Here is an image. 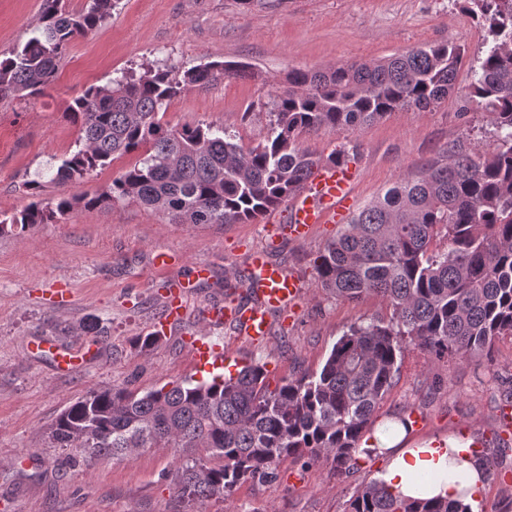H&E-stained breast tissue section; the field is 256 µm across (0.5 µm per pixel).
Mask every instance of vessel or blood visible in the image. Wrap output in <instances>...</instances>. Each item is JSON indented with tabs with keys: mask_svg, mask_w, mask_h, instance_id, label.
Returning a JSON list of instances; mask_svg holds the SVG:
<instances>
[{
	"mask_svg": "<svg viewBox=\"0 0 512 512\" xmlns=\"http://www.w3.org/2000/svg\"><path fill=\"white\" fill-rule=\"evenodd\" d=\"M353 181L352 172L341 165L316 170L285 216L290 234L305 239L319 225L344 218L352 207ZM250 261L254 280L248 303L219 302L209 315L215 322L235 323L242 335L262 344L268 338L272 314L291 308L300 289L296 280L273 264L265 251H253ZM187 349L196 368L207 372L224 369L232 373L241 364L240 359L225 353L223 345L198 334L190 337Z\"/></svg>",
	"mask_w": 512,
	"mask_h": 512,
	"instance_id": "obj_1",
	"label": "vessel or blood"
}]
</instances>
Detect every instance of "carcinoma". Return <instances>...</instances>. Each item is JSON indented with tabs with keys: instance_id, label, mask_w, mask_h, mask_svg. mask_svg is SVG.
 I'll list each match as a JSON object with an SVG mask.
<instances>
[{
	"instance_id": "carcinoma-1",
	"label": "carcinoma",
	"mask_w": 512,
	"mask_h": 512,
	"mask_svg": "<svg viewBox=\"0 0 512 512\" xmlns=\"http://www.w3.org/2000/svg\"><path fill=\"white\" fill-rule=\"evenodd\" d=\"M491 44L472 67L470 97L494 127V149L445 155L400 176L355 213L315 261L321 285L348 300L375 295L393 309L389 323L349 327L319 371L269 389L260 365L211 382L146 392L92 389L51 426L61 448L87 465L138 448H171L184 496L224 497L242 482H272L292 458H320L337 475L359 466L360 449L398 371L403 346L437 358L488 355L512 335V0H467ZM120 0H43L36 34L0 59V96H34L55 79L76 37L98 27ZM463 55L453 45L413 47L372 63L288 73L267 138L245 148L222 127L171 128L159 115L194 87L246 72L209 61L184 71L166 65L93 86L67 107L80 123L79 149L50 181L77 185L122 154L147 147L138 165L95 196L63 193L0 219V233L22 232L75 207L129 199L186 224H246L307 184L321 161L302 133L359 128L398 109L425 111L455 92ZM448 246L434 247L438 238ZM347 512H472L446 498L395 497L375 479L357 489Z\"/></svg>"
}]
</instances>
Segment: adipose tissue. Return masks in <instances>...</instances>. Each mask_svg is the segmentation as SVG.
I'll return each mask as SVG.
<instances>
[{
	"label": "adipose tissue",
	"mask_w": 512,
	"mask_h": 512,
	"mask_svg": "<svg viewBox=\"0 0 512 512\" xmlns=\"http://www.w3.org/2000/svg\"><path fill=\"white\" fill-rule=\"evenodd\" d=\"M409 432L393 422L391 433L375 431L363 442L385 459L378 477L389 490L403 497H442L475 503L487 480L481 460L472 457L457 438H448L445 447L410 446Z\"/></svg>",
	"instance_id": "ef3b65f1"
}]
</instances>
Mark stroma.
<instances>
[{"label": "stroma", "mask_w": 512, "mask_h": 512, "mask_svg": "<svg viewBox=\"0 0 512 512\" xmlns=\"http://www.w3.org/2000/svg\"><path fill=\"white\" fill-rule=\"evenodd\" d=\"M42 0H0V57L23 45L38 24ZM459 46L464 64L456 90L438 107L397 110L357 129L322 128L302 137L315 156L345 152L354 173L353 207L383 194L398 176L442 155L449 145L472 152L492 147L485 112L468 98L472 64L484 56L486 32L462 0H121L111 17L75 38L55 84L37 97H0V217L31 200L25 187L48 163L78 148L79 127L67 105L92 86L127 72L141 75L159 62L190 67L239 61L249 77L218 80L174 99L163 121L171 127L214 124L250 147L270 133L276 95L292 70L376 62L411 47ZM322 224L309 239L271 226L174 224L132 200L80 208L21 234H0V512H347L356 490L375 479L385 460L362 457L358 471L339 477L329 464L278 467L268 484L244 482L223 498L190 500L167 448H140L120 460L87 467L70 448L55 447L57 416L91 389L148 391L197 378L187 352L190 333L222 339L245 364L267 371L269 385L321 368L350 325L389 321L382 298L351 301L319 283L314 261L340 232ZM294 275L301 294L293 311L274 313L269 339L255 345L234 326L209 320L219 301L246 298L251 250ZM205 274H197V267ZM187 285L182 318L145 348L172 291ZM97 319L103 335L80 332ZM77 349L76 370L57 367ZM512 388V336L498 337L490 356L438 358L403 348L395 383L376 413L387 422L415 412L424 419L413 441L458 433L484 442L487 483L472 512H512V447L501 413Z\"/></svg>", "instance_id": "obj_1"}]
</instances>
